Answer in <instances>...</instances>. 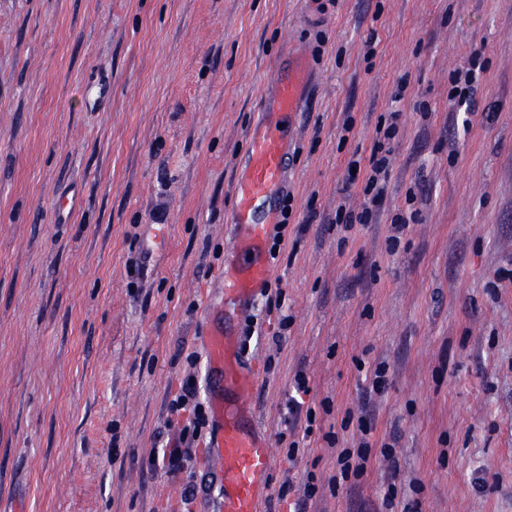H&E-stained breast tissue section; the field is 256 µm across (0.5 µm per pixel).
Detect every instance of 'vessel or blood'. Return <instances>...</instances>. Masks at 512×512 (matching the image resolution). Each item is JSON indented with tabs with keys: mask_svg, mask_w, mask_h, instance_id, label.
<instances>
[{
	"mask_svg": "<svg viewBox=\"0 0 512 512\" xmlns=\"http://www.w3.org/2000/svg\"><path fill=\"white\" fill-rule=\"evenodd\" d=\"M309 73L305 59L290 61L278 70L272 97L261 101L262 118L249 131L233 206L225 218L232 246L224 266L223 300L205 308L211 467L220 487L217 512H262L267 496L273 456L250 414L255 374L240 357L234 325L244 320L249 303L272 277L268 246L290 159L287 127L300 110Z\"/></svg>",
	"mask_w": 512,
	"mask_h": 512,
	"instance_id": "b4317fda",
	"label": "vessel or blood"
}]
</instances>
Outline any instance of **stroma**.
<instances>
[{
  "label": "stroma",
  "mask_w": 512,
  "mask_h": 512,
  "mask_svg": "<svg viewBox=\"0 0 512 512\" xmlns=\"http://www.w3.org/2000/svg\"><path fill=\"white\" fill-rule=\"evenodd\" d=\"M302 49L280 296L256 298L271 321L244 354L274 458L264 512L310 474V512H512V0H0V512L187 508L183 478L141 461L187 355L206 367L238 163ZM469 72L464 112L448 94ZM393 112L374 217L344 228L364 202L349 165L368 171ZM158 212L168 242L132 279ZM299 371L315 421L292 462ZM364 440L362 474L332 489L337 449ZM194 457L188 508L214 512L207 444Z\"/></svg>",
  "instance_id": "1"
}]
</instances>
